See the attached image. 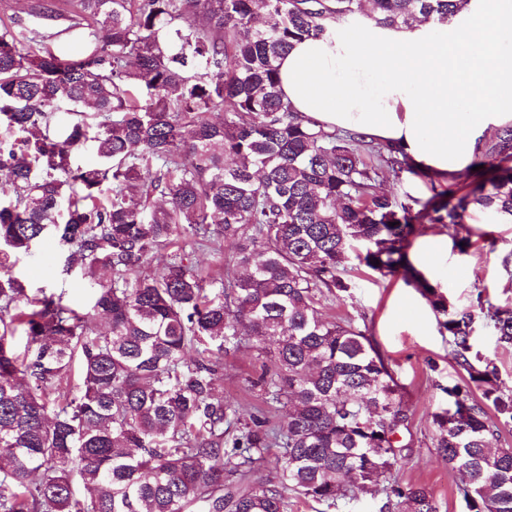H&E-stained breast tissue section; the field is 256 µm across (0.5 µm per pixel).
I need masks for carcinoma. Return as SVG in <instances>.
<instances>
[{
    "mask_svg": "<svg viewBox=\"0 0 512 512\" xmlns=\"http://www.w3.org/2000/svg\"><path fill=\"white\" fill-rule=\"evenodd\" d=\"M464 2L68 0L65 16L36 5L89 38L67 57L0 18V184L12 193L0 201V512H287L290 491L336 508L359 484L389 512H438L423 486L379 483L407 419L399 386L362 330L321 313L352 288L340 271L356 243L366 267L421 289L469 376L435 417L467 512H512V448L491 446L512 423V391L472 353L474 311L407 256L420 219L454 228L472 206L512 216V125L479 142L501 166L413 215L376 187L384 168L415 173L407 158L305 125L277 66L333 23L409 26ZM87 149L97 163L82 166ZM47 240L90 281L87 308L12 273L11 257ZM225 243L211 278L184 253L213 244L221 256ZM484 318L512 342L511 308ZM245 335L270 357L257 385L287 409L283 425L244 422L215 391L211 355ZM263 466L276 480L256 485Z\"/></svg>",
    "mask_w": 512,
    "mask_h": 512,
    "instance_id": "1",
    "label": "carcinoma"
}]
</instances>
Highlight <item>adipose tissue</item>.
Returning <instances> with one entry per match:
<instances>
[{"instance_id": "ef3b65f1", "label": "adipose tissue", "mask_w": 512, "mask_h": 512, "mask_svg": "<svg viewBox=\"0 0 512 512\" xmlns=\"http://www.w3.org/2000/svg\"><path fill=\"white\" fill-rule=\"evenodd\" d=\"M295 112L328 130L401 149L440 179L473 162L478 141L512 124V0H468L445 21L342 23L278 62Z\"/></svg>"}]
</instances>
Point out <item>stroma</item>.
<instances>
[{
	"label": "stroma",
	"instance_id": "35a3bbf8",
	"mask_svg": "<svg viewBox=\"0 0 512 512\" xmlns=\"http://www.w3.org/2000/svg\"><path fill=\"white\" fill-rule=\"evenodd\" d=\"M381 188L397 201H425L442 191V184L422 175L387 172ZM470 246L446 249L442 264L428 263L425 249L429 237H454V229L428 222L417 225L408 250L410 259L422 266L428 282L438 288L457 307H512V270L502 264L512 253V223L495 215L470 210L466 218ZM65 256L54 243H47L32 254L19 257L14 271L27 287L52 288L62 292L75 307L87 306L91 290L80 269L63 274ZM343 277L351 289L340 298L327 301V315L351 321L365 332L375 349L385 359L400 386L403 408L408 414L395 442L401 458L391 476L399 484L423 485L430 489L439 512H465L458 493L459 474L449 470L436 450L438 413L448 409V387L465 385L467 372L453 360L447 331L437 314L417 288L402 275L381 276L357 259H350ZM472 345L483 360L498 369L499 383L512 391V344L500 342L484 320H477ZM224 374L216 382L223 396L237 400L242 418L264 410L265 405L251 386L262 372L263 357L251 345L225 354Z\"/></svg>",
	"mask_w": 512,
	"mask_h": 512
}]
</instances>
